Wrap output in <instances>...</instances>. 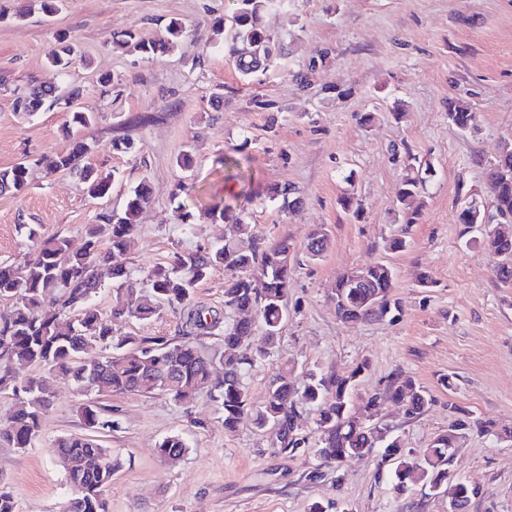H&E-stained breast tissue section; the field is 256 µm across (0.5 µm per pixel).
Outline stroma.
I'll return each mask as SVG.
<instances>
[{"label":"stroma","instance_id":"obj_1","mask_svg":"<svg viewBox=\"0 0 512 512\" xmlns=\"http://www.w3.org/2000/svg\"><path fill=\"white\" fill-rule=\"evenodd\" d=\"M234 5L65 0L54 16L35 11L16 20L17 0H0V169L33 163L29 191L0 193V261L19 262L29 252L26 224L81 247L82 229L101 206L75 176L47 173L40 163L67 154L74 141L91 146L102 173L115 174L111 207H121L141 178L152 183V202L126 255L137 281L173 251L223 243V222L182 224L171 191L180 181L192 185L200 201L230 204L267 241L288 238L298 256L281 339L247 378L252 403L264 401L284 363L301 377L311 368L341 373L369 359L353 394L359 412L393 372L404 371L433 402L417 418L385 402L381 423L420 458L451 424L449 405L493 422L491 433H468L452 467L479 490L468 512H512V440L501 437L512 430V288L496 281L480 229L465 232L458 221L471 202L495 214L486 169L512 143V0H288L284 8L271 0L264 24L281 56L276 68L248 78L211 43L215 19H230ZM173 19L192 32L172 52L146 58L116 46L128 31L158 39ZM60 30L83 56L65 76L47 62ZM103 73L118 75L120 86L103 92ZM65 83L82 87L79 107L96 113L94 126L67 129V115L57 109L30 121L13 112L14 90ZM219 87L224 99L217 102ZM457 100L476 114L471 131L448 120ZM145 112L156 121L131 126ZM126 133L135 152L114 153L113 137ZM185 150L194 158L189 170L176 164ZM224 155L241 159L246 181L229 178L218 163ZM413 156L432 171L409 225L397 193ZM283 184L300 199L286 210L264 196ZM319 226L330 246L312 261L306 245ZM400 235L406 249L391 251L389 239ZM376 263L395 270L398 311L343 323L331 299L337 277ZM423 272L432 287H418ZM53 388L33 446L0 447V489L12 494L18 512H62L71 497L52 443L81 432L80 408L91 397L62 375ZM96 399L119 421L100 437L121 463L105 494L107 512H309L316 502L326 512H448L447 498L429 490L397 493L393 464L377 454L348 459L341 485L310 480L319 438L310 410L303 413L306 443L289 452L247 418L225 432L222 411L205 397L189 409L161 392ZM174 434L188 453L160 456L159 442Z\"/></svg>","mask_w":512,"mask_h":512}]
</instances>
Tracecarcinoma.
Returning a JSON list of instances; mask_svg holds the SVG:
<instances>
[{"mask_svg": "<svg viewBox=\"0 0 512 512\" xmlns=\"http://www.w3.org/2000/svg\"><path fill=\"white\" fill-rule=\"evenodd\" d=\"M270 0H237L234 28L224 38V54L232 58L240 73L248 77L266 70L279 53V46L266 32L261 15ZM185 32L184 25L172 20L165 35L145 40L129 31L121 44L150 58L174 48ZM75 47L65 32L55 35V46L48 53L50 64L67 74L74 62ZM81 89L68 84L32 86L16 94L13 110L30 118L45 106L68 111L72 127H88L96 116L78 109ZM476 116L464 104L448 107V121L462 131L470 130ZM91 147L84 141L53 160L52 171H69L78 178L85 193L93 199L110 197L112 183L89 161ZM30 162L21 161L0 169V193H25L31 184ZM430 165L423 173L403 180L398 202L415 220L418 208L412 207L421 196ZM496 215L502 222L485 230L482 241L496 258L493 273L498 283L512 287V147L506 146L490 164L487 173ZM152 198L147 178L128 192L121 210L98 214L100 223L84 227L83 246L73 251L69 240L59 235L42 237L28 229L32 248L24 261L0 262V298L13 302L11 317L0 321V391L11 392L14 409L0 425V445L18 451L32 446L39 436L43 419L54 396L50 375L70 377L86 392L140 393L163 392L182 406L195 403L206 395L220 405L224 429L233 431L245 416L263 431L277 430L280 448L295 449L305 443L300 435L302 409L310 406L316 413L319 439L315 455L319 463L309 478L319 480L329 474L341 483L339 470L349 458L378 452L383 461L395 464V488H427L448 497V503L467 505L478 489L451 470L453 450L472 431L488 433L491 425L479 420L455 419L448 430L429 444L423 458L409 459L391 431L372 421L383 402L403 405L411 417L424 414L431 403L428 392L413 377L402 371L389 379L385 391L373 395L365 405L366 417L351 410V395L356 383L369 369L362 360L349 371L318 373L309 370L302 390L292 380L293 370L279 369L273 378L266 402L254 406L245 385L253 368L270 357L279 342L288 318V285L295 261L293 245L283 238L266 242L257 237L250 224L236 219L227 225L224 244L195 251H174L164 265L146 275L149 288L136 286L125 265V256L136 232V219ZM459 222L470 230L483 223L481 210L469 204L459 213ZM330 246L321 227L313 229L307 255L315 260ZM224 268V313L214 315L193 301L196 286L210 272ZM112 275V284L129 297L126 305L115 307L110 317L102 316L92 304L101 286V270ZM394 271L386 264L350 269L336 280L332 299L336 315L344 323L382 319L398 309L393 299ZM182 316V334L205 336L220 327L224 349L211 352L195 342L167 336L117 335L112 323L135 319L147 321L161 314L163 308ZM262 328L265 345H253L257 328ZM33 366L40 373L21 382L15 380L13 366ZM84 432L57 438L53 458L63 469L75 502L72 512H105L104 495L119 468L108 449L98 439L97 431L112 429V411L95 404L81 409ZM188 450L185 440L172 435L158 446L164 457H179Z\"/></svg>", "mask_w": 512, "mask_h": 512, "instance_id": "cac0c4a2", "label": "carcinoma"}]
</instances>
